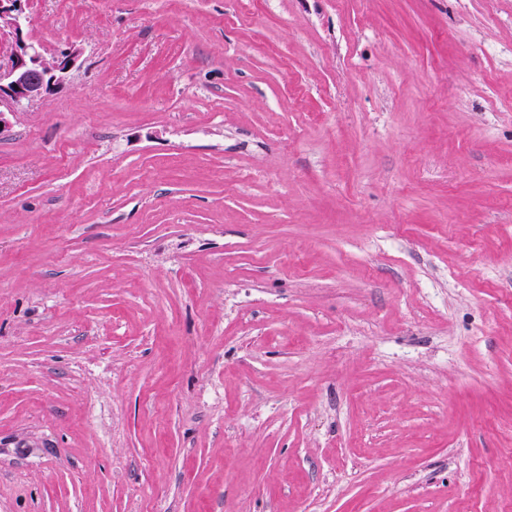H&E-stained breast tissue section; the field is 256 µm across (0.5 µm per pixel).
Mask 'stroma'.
<instances>
[{
  "label": "stroma",
  "instance_id": "35a3bbf8",
  "mask_svg": "<svg viewBox=\"0 0 512 512\" xmlns=\"http://www.w3.org/2000/svg\"><path fill=\"white\" fill-rule=\"evenodd\" d=\"M0 512H512V0H28Z\"/></svg>",
  "mask_w": 512,
  "mask_h": 512
}]
</instances>
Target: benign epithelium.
<instances>
[{
    "label": "benign epithelium",
    "mask_w": 512,
    "mask_h": 512,
    "mask_svg": "<svg viewBox=\"0 0 512 512\" xmlns=\"http://www.w3.org/2000/svg\"><path fill=\"white\" fill-rule=\"evenodd\" d=\"M26 0H0V41L9 44L8 64L0 65V137L24 104L61 86L82 64V49L70 44L47 56L26 33Z\"/></svg>",
    "instance_id": "benign-epithelium-1"
}]
</instances>
